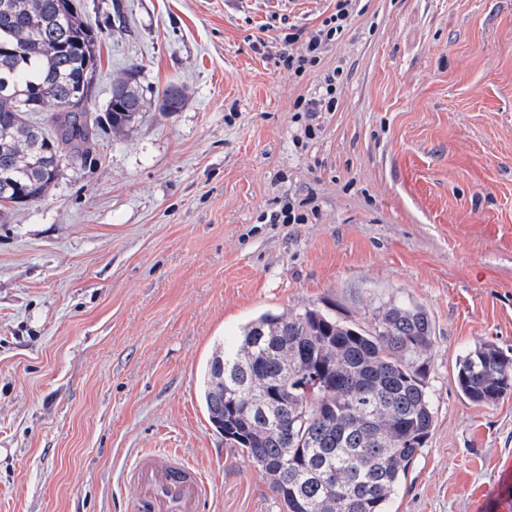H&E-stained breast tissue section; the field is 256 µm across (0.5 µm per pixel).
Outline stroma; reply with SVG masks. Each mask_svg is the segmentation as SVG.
Returning <instances> with one entry per match:
<instances>
[{
  "label": "stroma",
  "mask_w": 512,
  "mask_h": 512,
  "mask_svg": "<svg viewBox=\"0 0 512 512\" xmlns=\"http://www.w3.org/2000/svg\"><path fill=\"white\" fill-rule=\"evenodd\" d=\"M82 4L91 111L132 66L149 107L0 211V512H127L122 472L155 450L204 473L202 512H284L210 422L206 363L265 312L369 324L409 299L435 418L391 510L498 512L512 394L471 402L455 363L512 352V0H362L301 78L278 37L329 0ZM336 70L335 111L307 120L295 100ZM172 80L185 104L157 111ZM288 202L303 223L273 222Z\"/></svg>",
  "instance_id": "obj_1"
}]
</instances>
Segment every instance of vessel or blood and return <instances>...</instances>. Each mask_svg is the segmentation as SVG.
Instances as JSON below:
<instances>
[{"instance_id": "obj_1", "label": "vessel or blood", "mask_w": 512, "mask_h": 512, "mask_svg": "<svg viewBox=\"0 0 512 512\" xmlns=\"http://www.w3.org/2000/svg\"><path fill=\"white\" fill-rule=\"evenodd\" d=\"M125 478L136 488L130 512H200L210 494L197 469L168 450L139 454Z\"/></svg>"}]
</instances>
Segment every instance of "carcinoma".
<instances>
[{
    "label": "carcinoma",
    "instance_id": "cac0c4a2",
    "mask_svg": "<svg viewBox=\"0 0 512 512\" xmlns=\"http://www.w3.org/2000/svg\"><path fill=\"white\" fill-rule=\"evenodd\" d=\"M98 31L79 0H0V202L37 203L93 130L128 129L146 111L133 69L104 114L88 108ZM159 111L178 112L169 84ZM426 309L392 305L371 326L316 308L264 313L217 348L201 384L211 423L266 476L285 512H389L434 426ZM470 401L512 393V353L483 341L460 357Z\"/></svg>",
    "mask_w": 512,
    "mask_h": 512
}]
</instances>
